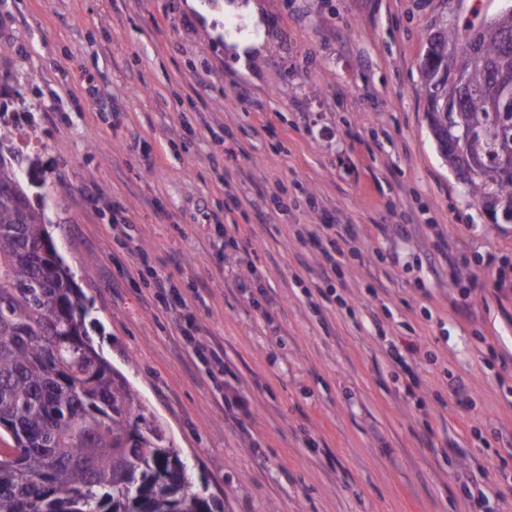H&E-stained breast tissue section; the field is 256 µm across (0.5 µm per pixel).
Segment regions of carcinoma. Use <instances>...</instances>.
I'll return each mask as SVG.
<instances>
[{
	"label": "carcinoma",
	"instance_id": "cac0c4a2",
	"mask_svg": "<svg viewBox=\"0 0 512 512\" xmlns=\"http://www.w3.org/2000/svg\"><path fill=\"white\" fill-rule=\"evenodd\" d=\"M489 28L483 50L499 54ZM0 122V512H224L192 490L191 465L126 380L94 347L89 308L71 268L54 253L38 274L51 238L45 196L22 172L38 157L20 153ZM470 194L512 202V175L471 180Z\"/></svg>",
	"mask_w": 512,
	"mask_h": 512
}]
</instances>
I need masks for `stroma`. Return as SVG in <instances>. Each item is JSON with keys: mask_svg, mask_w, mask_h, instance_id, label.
<instances>
[{"mask_svg": "<svg viewBox=\"0 0 512 512\" xmlns=\"http://www.w3.org/2000/svg\"><path fill=\"white\" fill-rule=\"evenodd\" d=\"M247 3L0 0V97L33 116L90 336L224 512H472L469 473L512 512V224L439 155L420 77L431 31L507 0ZM305 224L342 234L335 279ZM142 252L223 347L222 378ZM139 259L140 266L152 279L151 288L154 290L157 307L165 312H177L180 336H183L187 342L194 343L195 353L222 373L224 371V349L220 346L209 347L196 342L195 336H199L201 331L200 322L186 297L175 289L171 276L157 272L146 254H140Z\"/></svg>", "mask_w": 512, "mask_h": 512, "instance_id": "1", "label": "stroma"}]
</instances>
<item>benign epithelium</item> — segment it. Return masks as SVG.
<instances>
[{
    "label": "benign epithelium",
    "instance_id": "7a95c632",
    "mask_svg": "<svg viewBox=\"0 0 512 512\" xmlns=\"http://www.w3.org/2000/svg\"><path fill=\"white\" fill-rule=\"evenodd\" d=\"M510 16L512 8L489 20H482L459 41L448 40V27L443 25L432 32L425 43L424 61L433 67L436 74L429 89L424 91L430 116V131L433 134L440 133L435 142L442 156L446 154L442 138L448 137V143L455 151V160L450 169L466 189L469 188L471 179L477 176L490 179L512 174V121L507 117V113L512 112V81L507 77L512 56L505 53L491 60L482 48L484 31ZM450 56L463 57L469 66L479 67L486 73L487 80L482 89L486 115L480 123H471L460 116V113L466 111L464 101L472 93V87L467 69L460 68L450 72L441 65ZM450 82L459 89V95L452 103L444 95V89ZM445 111L459 113L457 122L448 124L446 134L439 132L435 121V113ZM478 141L495 145L494 162L489 168L485 167L473 149L474 143Z\"/></svg>",
    "mask_w": 512,
    "mask_h": 512
}]
</instances>
